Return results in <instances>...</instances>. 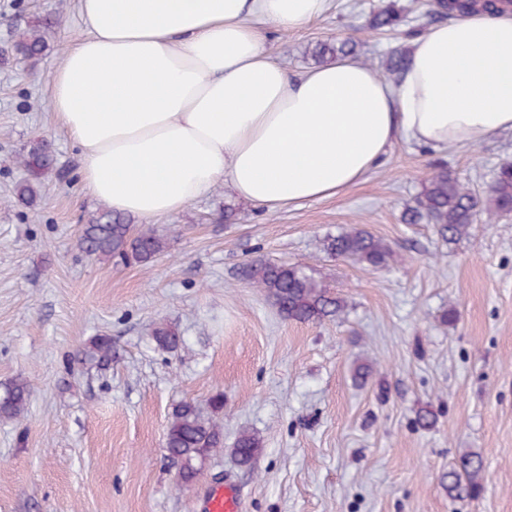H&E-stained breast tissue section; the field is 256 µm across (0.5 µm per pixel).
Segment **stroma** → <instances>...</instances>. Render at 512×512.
I'll return each instance as SVG.
<instances>
[{
	"label": "stroma",
	"mask_w": 512,
	"mask_h": 512,
	"mask_svg": "<svg viewBox=\"0 0 512 512\" xmlns=\"http://www.w3.org/2000/svg\"><path fill=\"white\" fill-rule=\"evenodd\" d=\"M431 3L331 0L301 29L267 26L263 46L295 76L314 68L316 42L351 37L358 62L375 69L392 48L409 49L411 29L438 24ZM391 4L400 26L371 29ZM48 14L56 25L37 64L8 54ZM82 31L79 0H0V385L24 377L34 387L27 415L0 421V512H202L207 490L225 484L241 512H512V214L453 242L404 221L431 166L487 191L512 160V132L465 150L398 142L340 196L273 212L220 185L155 221L175 232L150 265L99 260L78 236L100 203L50 107V74ZM41 140L55 169L29 208L14 199L16 159ZM353 227L382 239L395 262L369 269L321 250ZM256 257L302 265L343 312L283 319L237 276ZM160 322L177 329V351L156 348ZM104 332L111 364L82 362ZM361 365L371 368L364 384ZM218 393L224 448L181 485L164 447L172 408L191 400L207 414ZM422 407L435 415L426 428ZM244 430L263 441L249 467L232 455ZM466 452L484 459L483 490L453 498L443 478Z\"/></svg>",
	"instance_id": "1"
}]
</instances>
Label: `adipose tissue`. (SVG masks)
I'll list each match as a JSON object with an SVG mask.
<instances>
[{
    "label": "adipose tissue",
    "instance_id": "obj_1",
    "mask_svg": "<svg viewBox=\"0 0 512 512\" xmlns=\"http://www.w3.org/2000/svg\"><path fill=\"white\" fill-rule=\"evenodd\" d=\"M328 0H80L51 74L86 191L153 221L218 185L275 210L340 195L397 141L474 147L512 131V14L473 12L412 44L398 81L340 58L289 76L262 25L300 29Z\"/></svg>",
    "mask_w": 512,
    "mask_h": 512
}]
</instances>
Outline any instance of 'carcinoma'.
I'll return each mask as SVG.
<instances>
[{
    "label": "carcinoma",
    "instance_id": "carcinoma-1",
    "mask_svg": "<svg viewBox=\"0 0 512 512\" xmlns=\"http://www.w3.org/2000/svg\"><path fill=\"white\" fill-rule=\"evenodd\" d=\"M495 11L497 3L477 6L464 0L450 6L436 0L434 11L446 16L453 12L469 10ZM400 20L392 9L376 13L371 27L376 30L392 28ZM54 21L46 17L35 29L22 33L13 45V52L24 60L37 62L46 49L45 34ZM357 43L347 38L337 43H319L311 50L317 63H324L336 56H353ZM406 53L394 50L385 57L382 66L394 81L399 80L405 67ZM18 164L26 177L17 183L15 196L25 205L33 206L41 197L42 178L54 166V155L48 144L37 142L19 155ZM512 212V161L499 164L485 196L474 193L448 172V167L436 165L425 180L423 191L405 215L407 224H432L440 236L455 241L468 234L479 214L487 220ZM171 229L134 231L123 216L103 205L81 227L78 240L80 249L98 259L119 258L126 263L147 266L162 255L167 247ZM323 251L331 256L350 260L366 268L388 266L394 260L391 248L363 228L353 227L322 241ZM241 276L252 287L263 291L280 315L300 323L322 321L337 316L343 310V300L306 269L294 263H275L256 258L241 270ZM153 340L162 350H175L180 338L170 328L160 325L153 331ZM85 360L97 365L112 361V336L99 334L91 338L84 350ZM33 392L31 383L16 378L0 386V420H17L28 410ZM224 446L223 430L219 424L202 414L192 401H181L171 413L165 435L168 456L179 465L182 483H194L202 474V467L210 452ZM262 441L253 432H242L237 437L232 452L242 465H248L261 452ZM484 474L483 457L476 452L463 455L456 468L448 472V494L476 496Z\"/></svg>",
    "mask_w": 512,
    "mask_h": 512
}]
</instances>
